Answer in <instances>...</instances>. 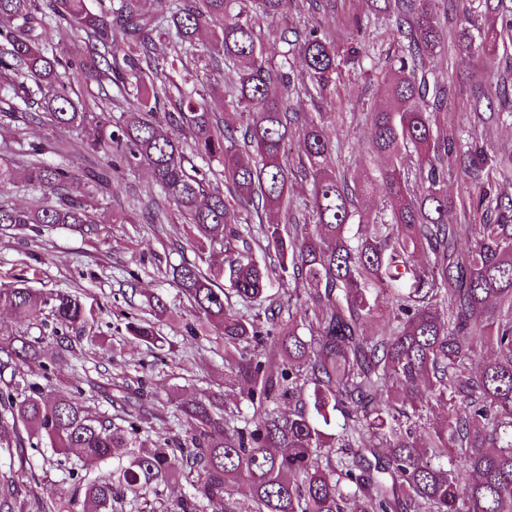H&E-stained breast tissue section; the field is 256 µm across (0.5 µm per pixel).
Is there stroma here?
I'll return each instance as SVG.
<instances>
[{"instance_id": "obj_1", "label": "stroma", "mask_w": 512, "mask_h": 512, "mask_svg": "<svg viewBox=\"0 0 512 512\" xmlns=\"http://www.w3.org/2000/svg\"><path fill=\"white\" fill-rule=\"evenodd\" d=\"M345 12L347 17L362 18V31L350 28L345 19L312 17L301 0L290 11L289 26L301 28L313 18L335 34L341 47L360 40L370 46L367 57L341 65L340 99L313 101L302 95L292 98L291 105L294 111L325 122L336 144L332 163L356 184L375 174L367 144L369 114L378 102L379 85L390 76L388 58L400 42L387 16L375 13L368 0H346ZM209 41V36H202L184 53L170 78L199 90L209 111L220 116L225 112L224 90L230 73L217 55L207 52ZM429 67L449 88L447 106L439 118L440 134L460 137L496 158L512 159V115L502 112L500 101L490 94L496 84L512 86V42L499 44L491 59L466 62L451 36ZM154 192L148 170L131 169L113 180L111 195L100 197L95 233L59 225L39 234L23 228L0 236V280H20L47 295L71 294L88 313L87 337L76 356L60 358L53 345L45 347L47 357L55 361L56 393L69 394L74 381H81L92 408L117 421L123 413L119 405L104 398L102 386L143 384L146 421L140 439L148 447L181 434L176 411L181 403L213 397L227 406H240L244 414L252 412L224 365L223 339L213 330L204 336L189 335L188 327L197 317L172 278L173 267L184 262L204 270L222 264L223 248L217 242L202 252L192 248L177 211H170L168 223H148L142 202ZM127 214L132 222L120 223V216ZM156 298L165 305L159 316L149 306ZM135 318L153 321L161 348L147 346L129 334L127 324ZM8 470L37 477L32 491L21 494L28 501L35 497L48 501L69 490L48 448L28 449L21 455L0 453V471Z\"/></svg>"}]
</instances>
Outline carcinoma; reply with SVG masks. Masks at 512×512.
Returning <instances> with one entry per match:
<instances>
[{
	"instance_id": "carcinoma-1",
	"label": "carcinoma",
	"mask_w": 512,
	"mask_h": 512,
	"mask_svg": "<svg viewBox=\"0 0 512 512\" xmlns=\"http://www.w3.org/2000/svg\"><path fill=\"white\" fill-rule=\"evenodd\" d=\"M95 11L88 0H0V80L13 87L0 99V112L28 124L67 130L77 140L31 141L18 151L0 148V188L21 178L38 194L26 209L0 202V233L32 225L98 223L94 194H112V177L127 169H149L152 185L196 231L197 242H224V261L234 294L257 306L247 317L235 311L216 286L223 273H205L194 263L172 276L201 326L224 338V361L235 370L240 394L253 408L240 415L215 400H195L180 409L184 435L145 449L138 435L142 417L114 424L86 404L74 385L53 394L52 365L44 361V336L0 331V451L44 444L58 455L77 454L112 470L87 479L63 467L70 493L50 502L35 500L37 512H117L127 496L139 497L171 479L190 487L168 512H201L220 502L224 512H512V196L484 189L467 224L458 223L448 198V155L459 172L487 170L497 161L484 150L457 148L437 133L448 87L429 80L426 61L447 39L432 10L433 0H373L391 17L405 41L389 58L392 79L381 88L370 113L369 149L380 161L376 186L386 210L359 216L364 231L349 235L352 190L326 165L336 151L324 122L292 111L290 97L303 90L311 100L335 95L340 65L369 54L360 41L341 52L336 39L307 26H283L280 39L302 56L296 78L289 61L275 64L263 50L260 22L288 17L294 0H157L149 13L143 0H109ZM461 6L464 26L457 46L470 59L493 51L498 33L474 36L467 27L469 0ZM315 13L340 16L344 0H311ZM53 28L59 40L83 35L76 56L52 53L42 34ZM211 31L212 45L236 78L225 91L226 118L207 110L197 90L178 93L176 110L161 111L155 87L160 63L179 59ZM127 43L116 56V33ZM171 35L170 54L158 57L155 39ZM79 70L96 84L87 103L73 98L60 71ZM114 85L120 98L109 95ZM121 112L112 121V109ZM188 130L192 141H181ZM298 136L300 152L289 158L287 142ZM103 153L104 165L82 171L73 157ZM415 150L416 168L402 166ZM54 159L49 160L47 156ZM223 165L226 189L212 186L194 160ZM310 180L300 222L288 206L290 178ZM425 184L414 196L410 179ZM93 194L72 196L76 181ZM279 211L282 221L261 224L264 252L259 263L239 250L247 246L242 210ZM467 239V249L458 242ZM409 275L411 288L390 295L387 286ZM290 279L306 294L295 313L290 299L269 293L271 279ZM0 304L22 325L43 321L45 310L68 326L88 321L83 304L69 294L47 298L18 284L0 285ZM310 336L298 334V319ZM369 319L383 325L364 332ZM131 335L158 342L152 323H129ZM56 353L76 354V341L53 331ZM490 351L473 373L468 363ZM142 388L118 390L115 401L130 408ZM296 407L285 415L268 408L279 400ZM448 405L439 423L423 422L424 409ZM344 427L330 433V413ZM446 458L448 464L438 463ZM19 490L0 473V512H21Z\"/></svg>"
}]
</instances>
